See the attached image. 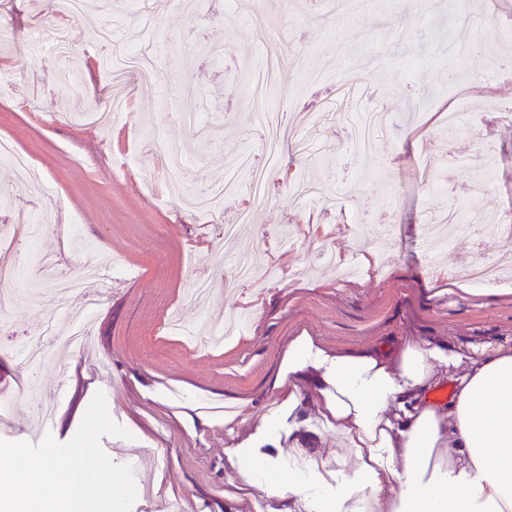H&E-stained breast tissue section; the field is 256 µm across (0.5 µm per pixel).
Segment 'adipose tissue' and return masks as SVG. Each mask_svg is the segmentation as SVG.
I'll list each match as a JSON object with an SVG mask.
<instances>
[{
  "label": "adipose tissue",
  "mask_w": 512,
  "mask_h": 512,
  "mask_svg": "<svg viewBox=\"0 0 512 512\" xmlns=\"http://www.w3.org/2000/svg\"><path fill=\"white\" fill-rule=\"evenodd\" d=\"M288 378L316 389L313 421L335 434V459L303 448L297 386L259 427L265 447L289 445L294 468L231 458L245 485L287 498V512H512V345L341 352L298 336ZM444 378L456 394L441 407L422 393Z\"/></svg>",
  "instance_id": "adipose-tissue-1"
}]
</instances>
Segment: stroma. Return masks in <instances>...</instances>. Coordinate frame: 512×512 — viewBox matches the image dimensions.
<instances>
[{
    "label": "stroma",
    "instance_id": "35a3bbf8",
    "mask_svg": "<svg viewBox=\"0 0 512 512\" xmlns=\"http://www.w3.org/2000/svg\"><path fill=\"white\" fill-rule=\"evenodd\" d=\"M273 20L260 30L234 19L232 0H105L115 39L137 35L156 64L153 74L111 81L94 17L72 20L81 75L62 93L65 64L53 47L54 20L41 0H0L16 38L0 47V136L32 162L44 188L35 195L0 165V189L15 213L43 215L41 254L61 247L60 226L73 227L90 256L113 261L85 287L105 295L90 341L57 351L21 397L17 347L53 305L21 307L0 332V404L11 417L0 439L60 443L76 434L96 392L129 438L105 436L112 462L130 464L137 496L132 512H253V502L283 512L287 501L260 489L234 499L241 478L227 459L261 418L288 397L284 354L296 336L340 351H370L401 341H442L449 349L512 344V244L488 227L512 211V0H362L357 20L333 12L331 0H256ZM177 22L192 43L211 41L219 57L198 55L187 81L223 88L208 98L200 125L169 123L165 139L192 159L190 187L223 185L225 165L195 161L205 128L223 136L225 152L254 148L263 136L242 104L244 63L280 64L273 98L280 147L265 197L251 201V225L225 238L219 222L184 211L165 159L144 137L163 99L182 97L166 82L181 70V48L164 31ZM377 68L358 90L388 116L374 159L356 156L340 116L306 126L321 112L349 56ZM307 138L314 152L291 144ZM470 200L486 233H456L432 251L422 242V214ZM482 258L504 265L498 285L469 283L465 267ZM211 281L210 304L192 298V281ZM469 283V291L453 283ZM55 406L37 423L38 402Z\"/></svg>",
    "mask_w": 512,
    "mask_h": 512
}]
</instances>
